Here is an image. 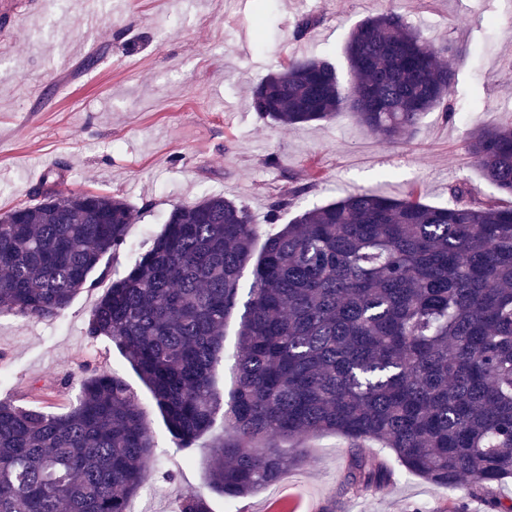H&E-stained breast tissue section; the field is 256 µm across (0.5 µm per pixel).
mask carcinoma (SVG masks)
<instances>
[{
    "mask_svg": "<svg viewBox=\"0 0 512 512\" xmlns=\"http://www.w3.org/2000/svg\"><path fill=\"white\" fill-rule=\"evenodd\" d=\"M466 50L431 46L388 9L345 46L342 86L325 58L295 59L251 90V108L294 126L339 114L390 144L449 98ZM468 152L512 196V125L477 126ZM307 190L270 195L277 221ZM451 204L369 192L299 212L274 232L221 195L176 205L162 232L95 305L87 335L105 337L149 389L177 447L223 412L235 440L210 448V487L227 500L276 483L299 460L284 442L339 435L350 487L391 482L377 442L442 488L468 481L490 512L512 478V204L463 184ZM136 212L123 198L40 195L0 215V314L46 319L67 308L125 244ZM264 237L224 401L213 381L239 282ZM155 463L140 403L118 375L83 374L65 411L0 400V512H128ZM178 512H209L187 491Z\"/></svg>",
    "mask_w": 512,
    "mask_h": 512,
    "instance_id": "cac0c4a2",
    "label": "carcinoma"
}]
</instances>
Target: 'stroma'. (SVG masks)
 I'll return each mask as SVG.
<instances>
[{
	"label": "stroma",
	"mask_w": 512,
	"mask_h": 512,
	"mask_svg": "<svg viewBox=\"0 0 512 512\" xmlns=\"http://www.w3.org/2000/svg\"><path fill=\"white\" fill-rule=\"evenodd\" d=\"M8 2L0 0V214L37 202L43 168L61 194L126 199L137 212L126 240L140 246L162 231L173 206L209 195L248 205L260 224L272 189L295 183L309 187L301 210L361 191L444 206L460 182L477 198L499 195L466 142L474 126L512 122V0H18L29 15L16 28ZM389 7L426 40L468 49L454 116L437 106L412 138L384 145L344 114L282 127L250 109L249 89L290 60L322 56L346 74L351 29ZM307 17L314 26L297 34ZM128 245L57 316L0 315V400L29 403L34 387H59L85 367L114 372L139 399L156 445L140 512H177L190 488L210 512H226L209 488V448L223 424L200 447L176 448L138 374L110 340L86 332L97 300L136 259ZM242 314L240 305L226 321L214 376L226 395ZM299 445L303 464L274 490L236 501L237 512H488L466 489H441L399 468L384 490L346 488V439L325 434Z\"/></svg>",
	"instance_id": "obj_1"
}]
</instances>
